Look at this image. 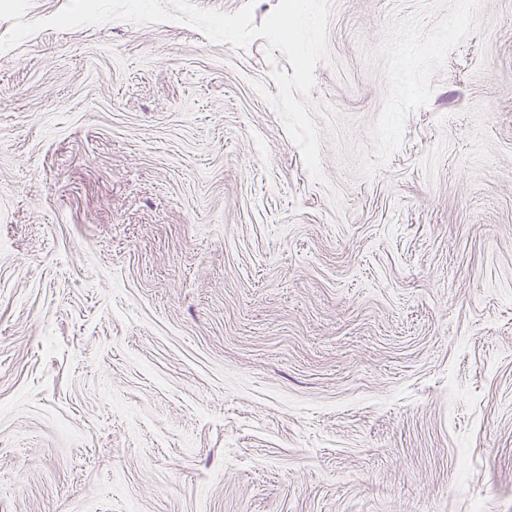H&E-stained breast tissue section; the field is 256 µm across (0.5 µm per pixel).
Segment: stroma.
<instances>
[{
	"instance_id": "35a3bbf8",
	"label": "stroma",
	"mask_w": 512,
	"mask_h": 512,
	"mask_svg": "<svg viewBox=\"0 0 512 512\" xmlns=\"http://www.w3.org/2000/svg\"><path fill=\"white\" fill-rule=\"evenodd\" d=\"M0 51V512H512V0ZM262 89H255V82Z\"/></svg>"
}]
</instances>
